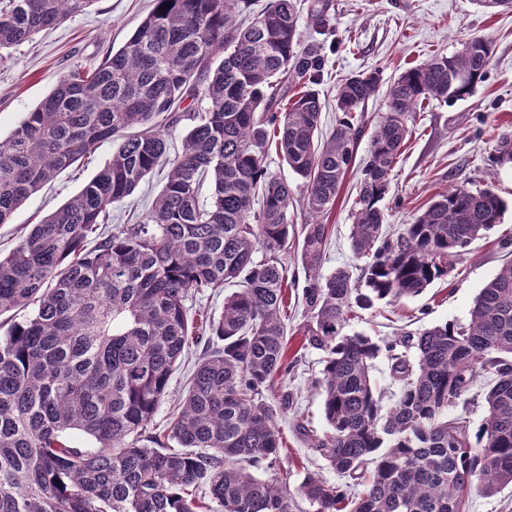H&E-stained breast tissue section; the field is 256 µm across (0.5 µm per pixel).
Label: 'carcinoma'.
<instances>
[{"label":"carcinoma","mask_w":512,"mask_h":512,"mask_svg":"<svg viewBox=\"0 0 512 512\" xmlns=\"http://www.w3.org/2000/svg\"><path fill=\"white\" fill-rule=\"evenodd\" d=\"M94 2L0 0V61ZM242 2L155 0L123 47L66 70L0 138V224L58 173L117 142L80 193L0 258V316L29 310L0 336V512H293L296 494L313 512H468L474 483L489 497L512 488V261L481 288L466 325L402 330L384 342L349 330L358 311L448 276L501 223L507 203L489 188H451L395 232L381 207L412 112L470 96L487 76L492 42L468 38L387 88L352 212L361 275H324L323 217L355 159L365 133L355 113L379 92V74L344 80L342 118L321 136L325 41L302 43L300 25L331 33L328 0H310L304 17L295 0H270L247 22L237 20ZM199 101L206 107L196 111ZM184 120L182 152L152 208L87 248L108 206L153 173ZM272 146L302 181L312 215L302 333L303 346L323 354L313 386L328 430L297 431L342 478L309 472L294 491L277 424L293 395L265 397L289 370L280 253L294 233V190L269 172ZM493 162L512 166V133L498 138ZM230 283L238 289L205 320L211 347L170 420L178 447L143 444L197 329L187 298ZM380 357L399 385L388 408L373 379ZM483 376L490 384L474 432L452 411L474 401ZM71 433L94 447L72 444ZM200 486L207 497L196 495Z\"/></svg>","instance_id":"cac0c4a2"}]
</instances>
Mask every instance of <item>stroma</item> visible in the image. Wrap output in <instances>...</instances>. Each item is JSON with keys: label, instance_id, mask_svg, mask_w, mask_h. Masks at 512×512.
Instances as JSON below:
<instances>
[{"label": "stroma", "instance_id": "35a3bbf8", "mask_svg": "<svg viewBox=\"0 0 512 512\" xmlns=\"http://www.w3.org/2000/svg\"><path fill=\"white\" fill-rule=\"evenodd\" d=\"M152 8L153 0H96L89 11L69 17L15 49L11 59L0 65V136L11 133L23 114L55 88L69 66L88 63L107 48L123 46ZM328 10L335 33L326 39L327 64L319 92L329 101L334 99L340 81L352 73L376 71L387 82L406 68L436 56L452 55L465 38L483 36L493 43L488 75L472 95L451 104L426 102L413 112L409 122L412 135L391 173L382 206L393 230L412 223L431 199L457 185L492 189L511 207L502 224L487 238L475 241L447 278L435 281L420 295L362 311L353 327L377 338L402 327L416 332L445 322L467 323L480 289L512 259V169L492 161L499 136L512 132V11L482 8L475 0H329ZM112 150V142L102 143L88 159L64 170L28 198L10 223L0 224V255L8 256L30 225L81 191L108 161ZM167 169V163H160L133 196L109 206L107 231L139 219L160 191ZM359 177V167H352L328 219L323 273L356 263L349 234ZM310 220L302 199H295L288 221L296 235L281 254L287 268L288 358L295 367L288 375L276 378L274 389L294 396L292 413L277 420L285 446L282 464L290 470L294 488L309 470L329 482L338 480L294 426L300 419L316 433L327 429L322 397L312 386L321 369V354L305 348L298 331L306 317L301 230ZM205 346L202 340L191 345L178 364L155 414L153 434L167 436L170 415L184 396Z\"/></svg>", "mask_w": 512, "mask_h": 512}]
</instances>
